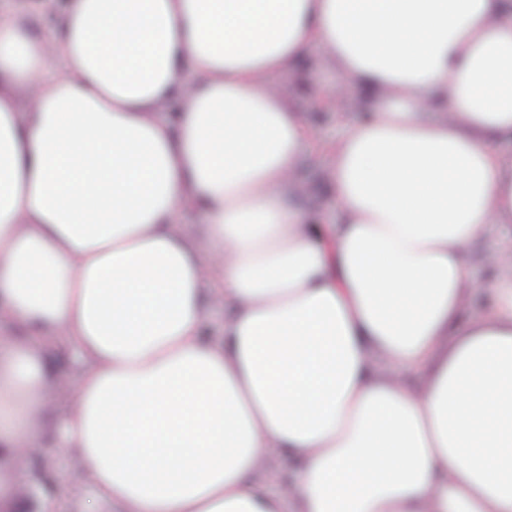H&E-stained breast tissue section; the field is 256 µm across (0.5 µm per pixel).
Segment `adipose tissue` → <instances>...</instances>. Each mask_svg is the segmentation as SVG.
Returning a JSON list of instances; mask_svg holds the SVG:
<instances>
[{
    "mask_svg": "<svg viewBox=\"0 0 512 512\" xmlns=\"http://www.w3.org/2000/svg\"><path fill=\"white\" fill-rule=\"evenodd\" d=\"M503 2L69 0L53 43L0 14V512L47 446L80 512H512V268L457 321L466 252L512 222ZM314 45L390 97L333 152L339 224L292 198L310 131L269 88ZM55 343L84 364L53 431ZM51 463L59 476L60 483L67 490V497L73 503L82 498L92 496L93 489L90 482L85 478L82 482L76 480L80 466L77 460L67 453H60L52 457Z\"/></svg>",
    "mask_w": 512,
    "mask_h": 512,
    "instance_id": "ef3b65f1",
    "label": "adipose tissue"
}]
</instances>
